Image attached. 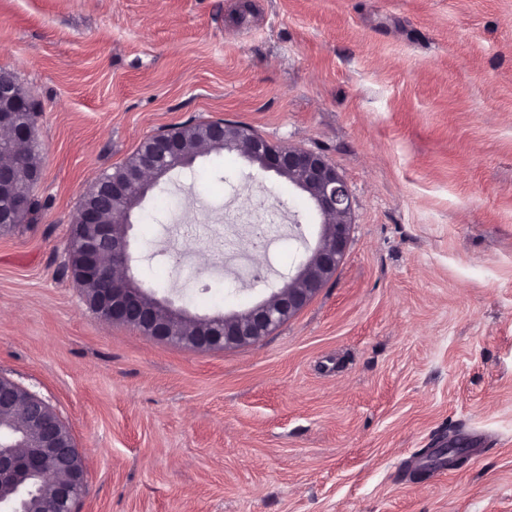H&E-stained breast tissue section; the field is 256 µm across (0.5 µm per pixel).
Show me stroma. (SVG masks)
Wrapping results in <instances>:
<instances>
[{"instance_id": "stroma-1", "label": "stroma", "mask_w": 512, "mask_h": 512, "mask_svg": "<svg viewBox=\"0 0 512 512\" xmlns=\"http://www.w3.org/2000/svg\"><path fill=\"white\" fill-rule=\"evenodd\" d=\"M1 69L39 105L42 167L0 233V375L72 434L75 512H512V0H0ZM217 119L323 153L353 233L300 314L199 352L92 312L66 245L104 171ZM245 208L280 235L258 284L213 235ZM132 221L143 287L214 315L267 297L322 219L233 152ZM456 438L467 463L417 477Z\"/></svg>"}]
</instances>
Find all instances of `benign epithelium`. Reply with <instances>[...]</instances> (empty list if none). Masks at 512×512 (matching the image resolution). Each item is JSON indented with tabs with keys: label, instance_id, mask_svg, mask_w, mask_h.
<instances>
[{
	"label": "benign epithelium",
	"instance_id": "1",
	"mask_svg": "<svg viewBox=\"0 0 512 512\" xmlns=\"http://www.w3.org/2000/svg\"><path fill=\"white\" fill-rule=\"evenodd\" d=\"M36 110L31 100L14 96L11 85L0 81V130H8L14 143L34 139L32 125L18 122L17 115ZM145 142L148 149L142 152L139 166L125 177L105 183V205L124 201L133 185H141L145 191L152 188L159 165L184 156V145L160 132ZM244 158L262 171H272L280 177L287 173L295 176L293 186L306 194L324 218L317 243L307 249L294 273L268 298L244 310L191 317L197 326L196 335L182 337L171 325L156 321L151 309L141 304L143 290L131 274L129 231L133 209L123 212L124 235L119 238L117 225L105 222L99 208L85 206L76 212L74 221L91 225V232L72 277L84 285L98 282L106 274L112 277V287L99 289L95 298V310L101 317L135 328L159 342L201 352L226 351L260 342L317 297L335 276L349 248L352 196L347 182L323 154L298 146L274 145L263 137L251 139ZM23 181L36 183L39 178L24 175L10 162L0 163V197L8 198L14 218L28 204L20 193L19 184ZM4 409L22 410L20 438L25 452L0 448V485L7 484L22 495L34 478L51 474L56 477L55 512H74L85 487L86 467L57 413L42 398L0 376V410Z\"/></svg>",
	"mask_w": 512,
	"mask_h": 512
}]
</instances>
